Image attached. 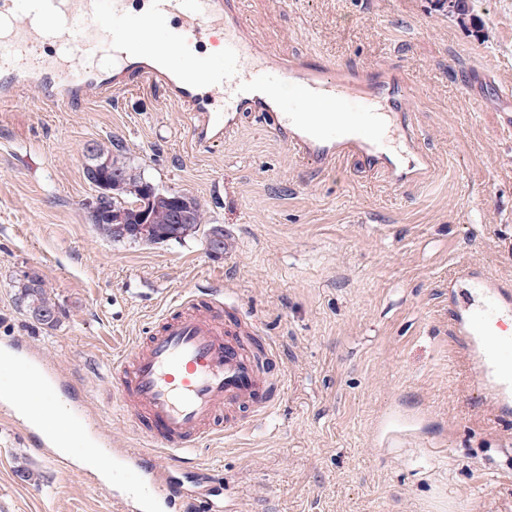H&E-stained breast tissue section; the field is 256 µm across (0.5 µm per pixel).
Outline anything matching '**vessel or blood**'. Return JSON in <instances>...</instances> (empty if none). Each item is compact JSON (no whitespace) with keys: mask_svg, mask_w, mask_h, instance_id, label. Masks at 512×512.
Here are the masks:
<instances>
[{"mask_svg":"<svg viewBox=\"0 0 512 512\" xmlns=\"http://www.w3.org/2000/svg\"><path fill=\"white\" fill-rule=\"evenodd\" d=\"M134 0H0V101H19L22 90L39 87L70 105L89 90L108 92L138 79L162 86L190 116L193 139L208 147L233 135L244 113H258L265 128L287 137L301 159L328 164L352 150L372 169L388 168L408 183L425 174L430 158L413 149L408 167L389 166V112L403 106L398 90L380 84L374 100L345 111L359 76L335 74L312 62H285L259 51L248 39L229 0H143L145 18L164 36L148 42L130 37L128 7ZM224 41L220 63L210 69L208 92L195 71L175 65L172 54L192 55L196 42ZM481 302L457 321L467 353L476 360L490 399L512 408V290L469 276ZM219 288L188 291L153 321L144 340L124 349L111 367L112 402L122 407L145 440L142 448L112 451V472L125 487L123 512H176L183 485L153 465L152 450L180 458L204 439L236 434L254 417L270 412L286 384L274 341L256 321L224 310ZM26 342L0 349V374L11 387L30 376ZM68 388L58 377L21 398L30 419L53 417L69 427L71 410H58ZM31 444L61 473L70 467L50 438L31 431Z\"/></svg>","mask_w":512,"mask_h":512,"instance_id":"1","label":"vessel or blood"}]
</instances>
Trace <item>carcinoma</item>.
<instances>
[{"label": "carcinoma", "instance_id": "1", "mask_svg": "<svg viewBox=\"0 0 512 512\" xmlns=\"http://www.w3.org/2000/svg\"><path fill=\"white\" fill-rule=\"evenodd\" d=\"M434 9L453 19L463 27H477L478 18L474 14L471 0H455L453 6L448 7L443 0H435ZM93 154L101 155L110 160L112 168L123 175L121 183L112 188V196L108 199L93 198L86 203L90 223L107 238L114 242H137L135 232L137 225L112 223L113 212L125 207L133 208L137 200L138 188L146 182V178L135 171L120 154V148H95ZM191 224H170L167 219L166 205L161 203L152 212L151 241L150 244H162L169 241H182L195 235L202 224L204 216L200 204H195L192 211ZM18 300L28 311L31 318L40 325L52 326L58 321L60 313L59 304L48 294L42 278L34 272H22L17 278Z\"/></svg>", "mask_w": 512, "mask_h": 512}]
</instances>
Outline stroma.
Wrapping results in <instances>:
<instances>
[{"label": "stroma", "instance_id": "1", "mask_svg": "<svg viewBox=\"0 0 512 512\" xmlns=\"http://www.w3.org/2000/svg\"><path fill=\"white\" fill-rule=\"evenodd\" d=\"M240 8L278 56L400 85L431 172L398 185L352 152L313 165L248 114L202 148L187 113L138 80L69 108L27 89L0 106V345L29 340L95 411L114 355L184 291L219 283L276 341L287 386L176 477L222 484L235 512H512V413L481 395L449 332L469 303L463 270L512 289V0H474L477 30L431 0ZM113 141L223 227V257L201 232L145 245L96 230L83 170ZM22 270L59 302L54 326L18 302ZM0 512L119 510L85 474L60 475L0 408Z\"/></svg>", "mask_w": 512, "mask_h": 512}]
</instances>
